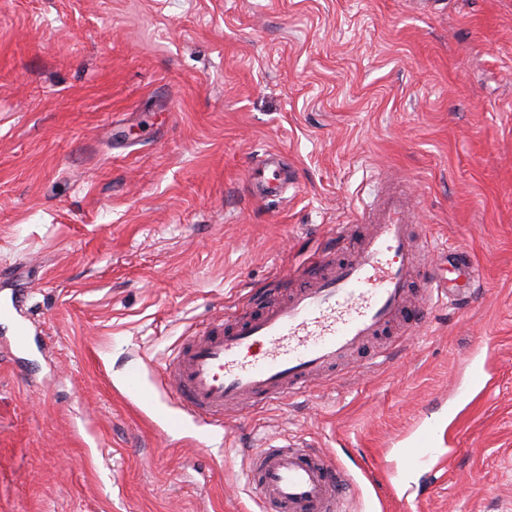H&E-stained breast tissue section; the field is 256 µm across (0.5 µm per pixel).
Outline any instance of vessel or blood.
Instances as JSON below:
<instances>
[{
  "label": "vessel or blood",
  "mask_w": 512,
  "mask_h": 512,
  "mask_svg": "<svg viewBox=\"0 0 512 512\" xmlns=\"http://www.w3.org/2000/svg\"><path fill=\"white\" fill-rule=\"evenodd\" d=\"M359 221L366 231L349 257L319 260L304 286L265 294L258 312L208 320L167 358L162 377L180 408L164 417L170 429L188 417L220 428L229 412L243 415L316 378H336L394 322L420 324L434 301L457 306L480 293L479 269L449 265L447 250L417 231L403 191H384ZM246 478L260 512H344L353 492L340 462L301 443L256 449Z\"/></svg>",
  "instance_id": "1"
}]
</instances>
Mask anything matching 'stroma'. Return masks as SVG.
Here are the masks:
<instances>
[{
	"label": "stroma",
	"mask_w": 512,
	"mask_h": 512,
	"mask_svg": "<svg viewBox=\"0 0 512 512\" xmlns=\"http://www.w3.org/2000/svg\"><path fill=\"white\" fill-rule=\"evenodd\" d=\"M291 168L284 197L250 182ZM385 183L477 264L392 357L165 434L124 391L294 287ZM0 512H258L252 448L344 464L350 512H512V0H0ZM487 386L471 384L474 368ZM27 299L20 298L14 302H12L11 308L8 309H0V319H13L19 323L20 334L17 336L15 340L14 347L21 346L27 337L28 334V325H27V316L25 315V307H26Z\"/></svg>",
	"instance_id": "35a3bbf8"
}]
</instances>
